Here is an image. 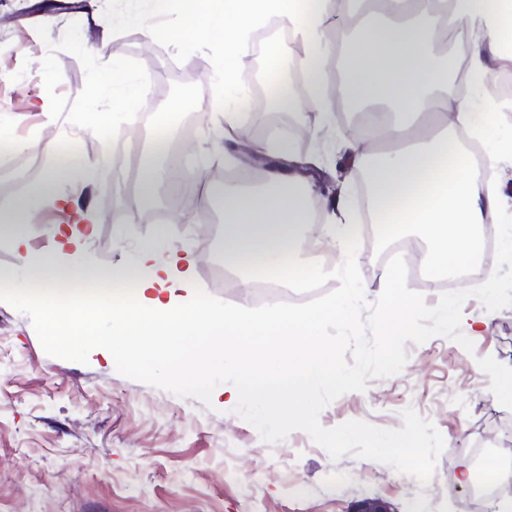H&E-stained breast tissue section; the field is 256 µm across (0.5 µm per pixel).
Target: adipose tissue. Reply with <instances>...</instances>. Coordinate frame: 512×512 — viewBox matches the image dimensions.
I'll return each mask as SVG.
<instances>
[{
	"label": "adipose tissue",
	"mask_w": 512,
	"mask_h": 512,
	"mask_svg": "<svg viewBox=\"0 0 512 512\" xmlns=\"http://www.w3.org/2000/svg\"><path fill=\"white\" fill-rule=\"evenodd\" d=\"M156 12L182 14L179 28L153 27L151 39L172 43L204 41L224 48L225 86H234L252 34L281 23L299 37L298 64L305 90L285 86L270 106L295 114L326 108V22L334 0H153ZM392 23L366 29L347 59L339 92L355 104L383 106L400 114L397 123H381L379 140L395 142L389 153L371 151L366 138L348 141L344 158L351 173L367 172L375 201L374 221L387 235L402 238L417 230L426 238L419 259L433 277L469 265L478 249L476 230L503 207L494 179L476 166L456 137L406 124L422 112L445 115L454 110L457 128L475 135L490 132L498 121L495 108L473 111L466 103L449 107L448 79L467 61L477 77L487 72L488 58L512 66V0H384ZM456 17L473 33L466 55L437 52L448 37V19ZM291 146H283L279 163L262 173L261 192L224 187V265L239 272L241 287L262 276L283 281L322 276L303 260L305 228L310 212L305 200L313 184L299 171ZM58 178L48 175L34 185L12 210L0 212V225L19 223L34 205L71 207L58 192ZM194 260L163 242L146 246L132 266L119 268L56 267L46 255L33 268L32 298L41 304L67 298L95 297L101 312L117 319L113 336H98L83 320L70 333L101 350L130 333L154 339L155 355L171 363L181 386L203 388L223 371L234 355L236 373L247 387L266 395L263 421L283 422L286 400L296 397L298 383L342 385L335 357L314 334L327 318L345 317L350 296L321 309L282 311L270 305L261 317L212 312L208 300L183 297L193 279ZM280 367L270 378L265 367Z\"/></svg>",
	"instance_id": "1"
}]
</instances>
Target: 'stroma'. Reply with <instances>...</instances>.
Listing matches in <instances>:
<instances>
[{"mask_svg": "<svg viewBox=\"0 0 512 512\" xmlns=\"http://www.w3.org/2000/svg\"><path fill=\"white\" fill-rule=\"evenodd\" d=\"M54 2L48 10L44 0H0V114L21 143L9 151L10 163L27 170L29 183L54 169L58 157L22 144L45 140L52 130L76 138L96 171L94 179L59 187L61 195L88 203L95 219L93 236L61 255L60 264L129 265L140 245L162 238L191 253L195 284L221 300L254 306L251 295L211 278L224 265V116L213 109L224 96L218 80L223 48L150 41L149 26L182 23L177 12L155 13L151 0ZM116 66L127 79L146 82L143 104H118L117 86L103 85ZM489 70L474 87L464 78L449 82V105L489 103L508 75L495 61ZM174 97L183 102L171 119L174 131H193L180 142L182 168L215 196L203 206L163 208L151 223H134L129 203L139 197L138 157L158 112ZM44 100L51 115L39 107ZM338 110L334 100L328 111L302 113L301 138L272 111L245 112L241 124L258 125L268 148L287 139L295 153L331 169V148L355 135ZM102 112L108 120L99 130ZM340 186L351 197V222L362 238L356 259L372 302L393 241L366 222L354 182ZM68 220L50 207L30 212L23 247L0 231V274L12 278L10 287L0 288V512H350L374 497L393 512H484L485 502L458 475L476 465L482 448L512 464V449L489 440L512 430V402L492 380L493 370L512 366V307L489 312L468 297L464 319L483 323L473 351L446 337L406 343L409 359L400 373L368 380L365 391L344 394L321 411L327 428L361 420L399 429L408 407L432 421L445 446L423 485L377 461L331 458L302 430L265 442L235 414L236 402L223 388L207 407L120 375L110 353L57 343L25 284L32 256L52 252L55 229Z\"/></svg>", "mask_w": 512, "mask_h": 512, "instance_id": "obj_1", "label": "stroma"}]
</instances>
